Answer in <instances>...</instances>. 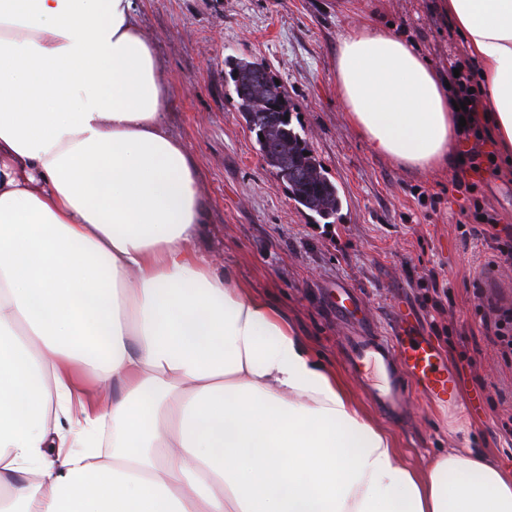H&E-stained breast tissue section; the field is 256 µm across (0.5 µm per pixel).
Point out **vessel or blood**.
Wrapping results in <instances>:
<instances>
[{"label":"vessel or blood","instance_id":"1","mask_svg":"<svg viewBox=\"0 0 512 512\" xmlns=\"http://www.w3.org/2000/svg\"><path fill=\"white\" fill-rule=\"evenodd\" d=\"M348 365L355 374L366 366L376 367L380 384H367L366 391L390 417L408 413L411 386L441 401L456 396L453 375L443 365L435 347L426 338L400 335L391 339L353 335L346 339Z\"/></svg>","mask_w":512,"mask_h":512}]
</instances>
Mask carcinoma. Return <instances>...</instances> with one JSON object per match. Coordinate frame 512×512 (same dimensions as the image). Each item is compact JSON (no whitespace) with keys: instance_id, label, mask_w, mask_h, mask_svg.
<instances>
[{"instance_id":"1","label":"carcinoma","mask_w":512,"mask_h":512,"mask_svg":"<svg viewBox=\"0 0 512 512\" xmlns=\"http://www.w3.org/2000/svg\"><path fill=\"white\" fill-rule=\"evenodd\" d=\"M238 98L239 111L264 140L259 151L277 177L287 184L291 199L324 219L336 215L341 199L336 182L327 177L316 156L309 152L302 131L287 119L288 95L275 93L268 67L244 57L225 59Z\"/></svg>"}]
</instances>
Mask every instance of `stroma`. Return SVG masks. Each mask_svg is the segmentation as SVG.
<instances>
[{"instance_id":"stroma-1","label":"stroma","mask_w":512,"mask_h":512,"mask_svg":"<svg viewBox=\"0 0 512 512\" xmlns=\"http://www.w3.org/2000/svg\"><path fill=\"white\" fill-rule=\"evenodd\" d=\"M154 43L158 75L174 90L168 130L193 157L205 209L190 246L278 306L325 361L343 370L354 324L336 315V288L356 294L357 315L393 336L399 312L430 337L456 374L454 403L412 393L403 422L380 414L354 375L346 380L367 417L394 436L401 461L427 466L452 448H474L512 470V362L489 343L479 294L512 301V270L486 272L491 252L463 227L512 225V163L495 158L470 191L455 168L417 174L372 153L349 126L336 87V43L357 23L393 25L440 72L470 59L441 0H136ZM267 63L295 110L292 123L343 207L334 223L299 207L261 157L239 110L224 60ZM446 294L433 308L426 278Z\"/></svg>"}]
</instances>
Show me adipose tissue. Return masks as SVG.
Instances as JSON below:
<instances>
[{"mask_svg":"<svg viewBox=\"0 0 512 512\" xmlns=\"http://www.w3.org/2000/svg\"><path fill=\"white\" fill-rule=\"evenodd\" d=\"M512 157V0H445ZM375 154L447 169L443 79L399 33L338 37ZM135 0H0V512H512L470 448L419 471L276 306L190 248L199 173Z\"/></svg>","mask_w":512,"mask_h":512,"instance_id":"1","label":"adipose tissue"}]
</instances>
